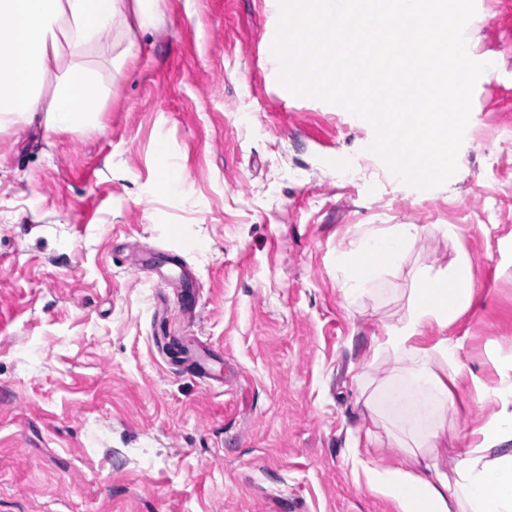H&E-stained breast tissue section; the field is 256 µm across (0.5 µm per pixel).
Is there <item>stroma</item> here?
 <instances>
[{"label": "stroma", "mask_w": 512, "mask_h": 512, "mask_svg": "<svg viewBox=\"0 0 512 512\" xmlns=\"http://www.w3.org/2000/svg\"><path fill=\"white\" fill-rule=\"evenodd\" d=\"M475 6L466 44L493 68L425 191L372 125L280 84L279 0H159L120 73L118 31L64 53L111 87L101 130L0 132V512H396L356 464L415 468L364 405L392 369L366 353L419 271L464 258L470 308L422 329L456 348L425 451L450 472L512 378V0ZM172 162L183 186L159 194ZM399 224L419 233L380 295L347 301L340 255Z\"/></svg>", "instance_id": "stroma-1"}]
</instances>
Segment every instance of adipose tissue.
Listing matches in <instances>:
<instances>
[{
  "instance_id": "obj_1",
  "label": "adipose tissue",
  "mask_w": 512,
  "mask_h": 512,
  "mask_svg": "<svg viewBox=\"0 0 512 512\" xmlns=\"http://www.w3.org/2000/svg\"><path fill=\"white\" fill-rule=\"evenodd\" d=\"M158 0H0V131L30 124L44 113L51 131H92L100 126L105 93L93 71L82 63L63 67L62 52L99 43L102 34L121 27L125 39L158 23ZM414 224L388 234H362L339 261L349 273L348 298L373 292L385 266L395 263L417 237ZM467 260L415 289L408 317L371 339L369 361L389 359L407 367L408 389L383 383L365 405L380 417L402 402L422 397L423 410L409 422L399 447H433L448 423L454 397L448 386L456 370V353L447 339L423 344V326L445 328L472 304ZM367 484L394 500L398 512H512V408L501 406L494 419L472 433L451 474L428 479L403 469L364 465Z\"/></svg>"
}]
</instances>
